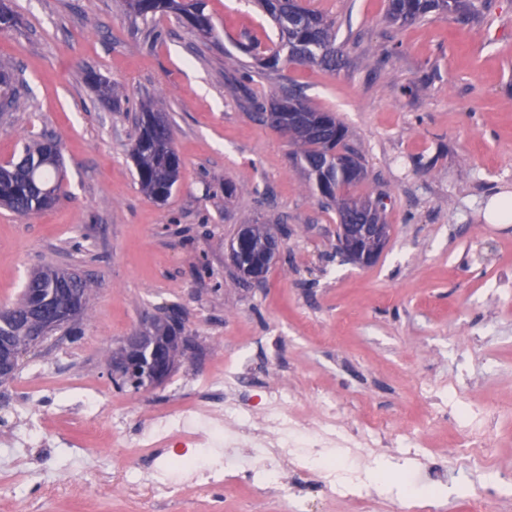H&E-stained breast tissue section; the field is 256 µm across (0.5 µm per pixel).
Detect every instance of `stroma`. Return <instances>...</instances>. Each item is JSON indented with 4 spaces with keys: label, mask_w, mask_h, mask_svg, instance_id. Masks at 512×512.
I'll return each mask as SVG.
<instances>
[{
    "label": "stroma",
    "mask_w": 512,
    "mask_h": 512,
    "mask_svg": "<svg viewBox=\"0 0 512 512\" xmlns=\"http://www.w3.org/2000/svg\"><path fill=\"white\" fill-rule=\"evenodd\" d=\"M19 23L0 30V70L20 95L0 114V160L51 134L65 166L64 194L28 217L0 208V306L15 301L42 264L76 267L96 283L78 341L53 335L0 386V512H254L249 491L138 494L123 434L138 416L178 405L186 385L222 364H251L288 385L293 409L335 398L343 423L363 433L378 413L424 427L425 447L355 449L387 488L322 505L311 481L294 489L312 512H385L400 478L445 483L434 512H468L486 467L464 466L448 446L489 430L512 512V223L485 218L512 194V0L480 15L386 21V0H309L336 21L340 64L264 70L243 48L276 30L256 0H204L214 26L201 38L175 16L143 21L124 0H0ZM119 93L102 103L87 69ZM298 89L336 113L368 175L358 190L386 198L389 243L362 268L336 252V213L300 168L295 148L256 122L257 102ZM162 102L183 159L171 198L141 190L131 158L144 105ZM283 229L266 278L242 283L228 245L238 225ZM181 312L193 347L159 388L117 390L107 357L142 319ZM94 385L105 407L97 440L78 443L80 421L59 381ZM66 387V388H67ZM462 404L471 423L435 428L430 400ZM43 422L46 447L29 422Z\"/></svg>",
    "instance_id": "stroma-1"
}]
</instances>
